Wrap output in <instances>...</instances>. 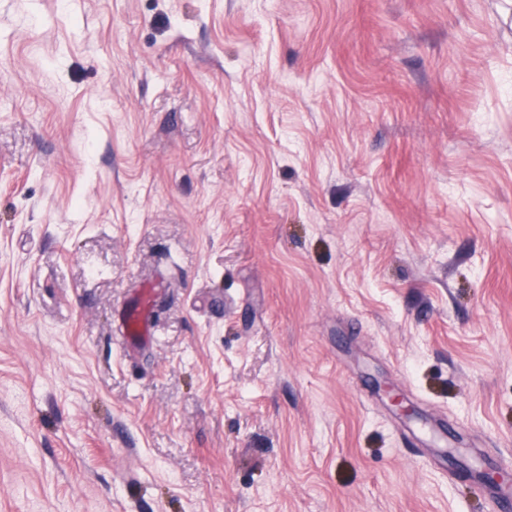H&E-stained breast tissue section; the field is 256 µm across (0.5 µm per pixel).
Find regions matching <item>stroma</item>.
<instances>
[{"instance_id": "obj_1", "label": "stroma", "mask_w": 512, "mask_h": 512, "mask_svg": "<svg viewBox=\"0 0 512 512\" xmlns=\"http://www.w3.org/2000/svg\"><path fill=\"white\" fill-rule=\"evenodd\" d=\"M503 19L0 0V512H493L442 451L512 456ZM157 288H160V286L152 285L150 288H143L139 305L127 316L124 333L131 339L154 335L151 327V313Z\"/></svg>"}]
</instances>
